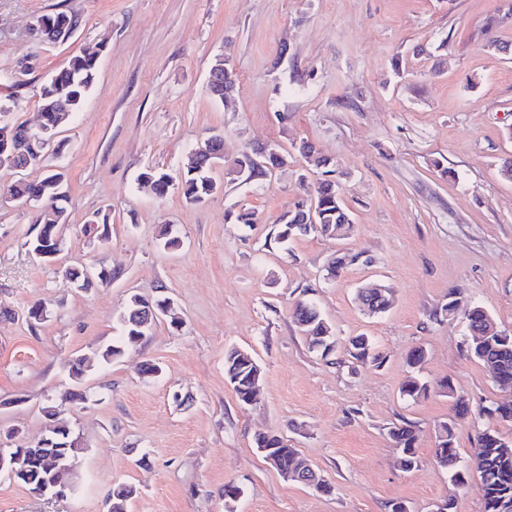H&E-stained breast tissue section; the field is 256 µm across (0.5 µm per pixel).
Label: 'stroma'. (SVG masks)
Masks as SVG:
<instances>
[{
  "label": "stroma",
  "mask_w": 512,
  "mask_h": 512,
  "mask_svg": "<svg viewBox=\"0 0 512 512\" xmlns=\"http://www.w3.org/2000/svg\"><path fill=\"white\" fill-rule=\"evenodd\" d=\"M512 0H0V99L18 102L10 121L36 125L40 87L79 51L101 46L96 83L58 135L69 183L64 245L55 257L27 246L35 213L0 206V449L48 435L46 406L69 390L86 395L60 414L84 448L68 477L71 495L40 498L0 476V512H107L118 483L137 488L128 512H482L472 462L479 432L512 442V423L480 415L511 398L468 356L469 332L443 318L450 290L512 332ZM66 10L75 35L46 43L29 34L39 15ZM35 57L30 72L23 56ZM237 74L231 107L206 91L215 58ZM224 135L221 189L187 203L178 184L187 156L209 135ZM311 143L333 163L326 175L300 153ZM268 145L288 153L272 177L246 181L228 168L242 151ZM173 184L156 197L143 175ZM332 177L354 230L343 240L318 234L276 242L277 220L300 185ZM248 208L250 225L227 212ZM107 214L109 241L84 234ZM180 245L164 248L160 225ZM356 255L333 279L336 254ZM104 266L111 283L79 292L70 266ZM376 281L392 304L371 315L357 299ZM170 297L180 325L162 320L112 365L73 378L69 362L111 342L131 295ZM48 302L30 326L28 307ZM309 299L332 325L338 347L312 351L294 320ZM366 335L382 364L349 362L351 337ZM423 347L429 392L400 394L406 354ZM261 368L259 400L241 406L224 372L228 348ZM161 373L147 377L145 363ZM450 381L473 412L456 429L469 466L453 486L435 459L440 422L453 402ZM411 424L417 467L403 471L389 431ZM288 438L332 487L324 494L282 478L259 452L258 434ZM241 488L238 500L224 487Z\"/></svg>",
  "instance_id": "stroma-1"
}]
</instances>
